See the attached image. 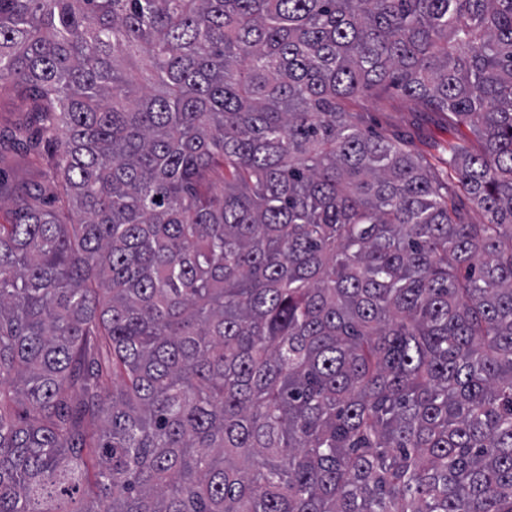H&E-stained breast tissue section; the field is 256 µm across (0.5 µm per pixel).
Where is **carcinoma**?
Instances as JSON below:
<instances>
[{
    "instance_id": "carcinoma-1",
    "label": "carcinoma",
    "mask_w": 512,
    "mask_h": 512,
    "mask_svg": "<svg viewBox=\"0 0 512 512\" xmlns=\"http://www.w3.org/2000/svg\"><path fill=\"white\" fill-rule=\"evenodd\" d=\"M3 82L0 512H512V0H0ZM30 101L20 87L0 85V168L15 194L48 185L49 165L45 141L32 147L36 125L29 113ZM364 105L375 130L411 137L420 149L445 159L448 152L442 146L467 132L465 127L449 129L438 117L417 112L413 103L396 95L371 97ZM438 146L441 147L437 151Z\"/></svg>"
}]
</instances>
